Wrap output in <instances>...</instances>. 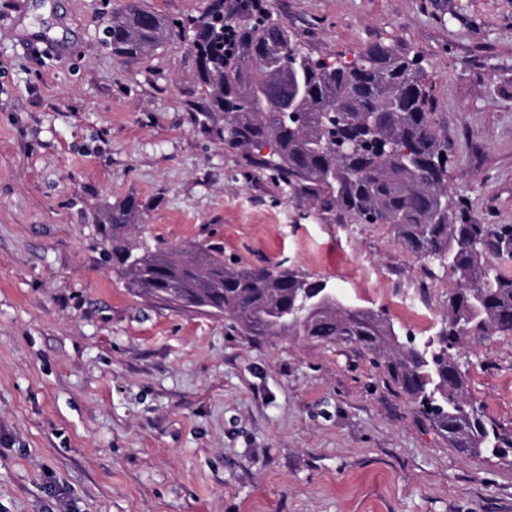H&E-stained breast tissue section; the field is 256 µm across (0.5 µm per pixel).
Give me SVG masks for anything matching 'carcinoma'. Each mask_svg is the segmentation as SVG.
Listing matches in <instances>:
<instances>
[{
  "label": "carcinoma",
  "instance_id": "1",
  "mask_svg": "<svg viewBox=\"0 0 512 512\" xmlns=\"http://www.w3.org/2000/svg\"><path fill=\"white\" fill-rule=\"evenodd\" d=\"M172 31L171 22L132 6L109 19L102 42L116 55L138 56ZM192 47L196 78L209 93L206 118H224V145L322 215L397 227L413 254L454 275L447 319L436 335L411 342L377 313L341 300L310 311L327 282L279 265H227L215 247L145 248L131 264L134 247L121 229L134 223L137 206L126 200L106 217V241L131 291L223 314L248 336L358 344L460 454L511 449L469 395L454 350L467 339L512 335V277L502 269L512 261V225L474 224L468 203L449 197L441 159L448 140L418 59L372 44L350 62L328 63L256 0H207Z\"/></svg>",
  "mask_w": 512,
  "mask_h": 512
}]
</instances>
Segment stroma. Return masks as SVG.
<instances>
[{"instance_id": "1", "label": "stroma", "mask_w": 512, "mask_h": 512, "mask_svg": "<svg viewBox=\"0 0 512 512\" xmlns=\"http://www.w3.org/2000/svg\"><path fill=\"white\" fill-rule=\"evenodd\" d=\"M133 1L177 28L118 57L102 30ZM206 2L0 0V512H512V455L462 457L364 348L256 338L129 291L101 228L132 198L140 246L282 264L404 336L448 311L453 280L395 227L318 216L200 121ZM264 6L325 60L370 43L421 59L451 198L512 224V0ZM459 359L512 440V335Z\"/></svg>"}]
</instances>
